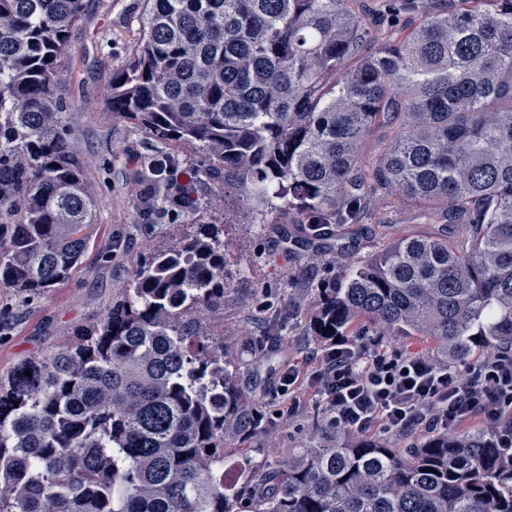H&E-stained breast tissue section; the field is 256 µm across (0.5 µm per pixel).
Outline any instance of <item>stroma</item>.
I'll return each mask as SVG.
<instances>
[{"instance_id":"1","label":"stroma","mask_w":512,"mask_h":512,"mask_svg":"<svg viewBox=\"0 0 512 512\" xmlns=\"http://www.w3.org/2000/svg\"><path fill=\"white\" fill-rule=\"evenodd\" d=\"M144 8V0H89L60 57L63 120L98 194L96 236L68 281L0 318V373L59 346L76 324L97 318L131 276L133 258L149 243L168 240L174 224L185 221L181 215L167 216L143 227L133 207L149 194L139 177L140 161L157 143L145 130L107 112L108 77L128 62ZM226 207L238 212L237 223L224 227L232 287L214 330L223 333L225 346L238 358L239 385L254 401L246 423L230 432L231 440L247 438L250 447L249 453L233 449L227 455L225 482L232 488L241 483L244 470L304 446L329 422L314 387L286 392L280 386L289 364L315 354L316 340L298 316L280 336L266 335L262 306L304 309L311 289L328 286L355 257L383 248L389 236L424 233L430 226L415 204L382 192L363 223L324 227L332 237L356 234L354 253L322 255L312 246L291 253L281 241L280 225L261 223L234 194H227L224 205H212L211 220L219 221Z\"/></svg>"}]
</instances>
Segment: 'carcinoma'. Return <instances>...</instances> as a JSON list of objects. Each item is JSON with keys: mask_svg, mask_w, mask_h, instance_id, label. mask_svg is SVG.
I'll list each match as a JSON object with an SVG mask.
<instances>
[{"mask_svg": "<svg viewBox=\"0 0 512 512\" xmlns=\"http://www.w3.org/2000/svg\"><path fill=\"white\" fill-rule=\"evenodd\" d=\"M88 0H0V288L22 302L68 279L96 197L63 124L58 59ZM374 40L361 0H146L112 116L201 155L264 224H350L381 187L440 232L342 269L309 335L425 336L439 364L512 349V0H404ZM397 127L376 160L372 127ZM200 176L141 160L160 190ZM149 247L101 316L0 374V512H512L496 431L404 453L336 430L224 483L228 429L252 413L210 319L229 287L224 225ZM30 375H25V371ZM367 13L371 17L377 20L381 27L388 28L394 35L401 38L408 34L410 29L416 22V17L413 14L400 13V12H388L383 13L385 4L389 3V0H362ZM377 25H371V31L373 36L381 38L383 35V29Z\"/></svg>", "mask_w": 512, "mask_h": 512, "instance_id": "cac0c4a2", "label": "carcinoma"}]
</instances>
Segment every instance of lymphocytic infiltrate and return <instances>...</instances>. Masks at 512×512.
Returning a JSON list of instances; mask_svg holds the SVG:
<instances>
[{
    "instance_id": "lymphocytic-infiltrate-1",
    "label": "lymphocytic infiltrate",
    "mask_w": 512,
    "mask_h": 512,
    "mask_svg": "<svg viewBox=\"0 0 512 512\" xmlns=\"http://www.w3.org/2000/svg\"><path fill=\"white\" fill-rule=\"evenodd\" d=\"M281 381L317 387L332 422L357 434L452 433L467 421L512 412L508 353H487L459 368L400 346L343 338L325 345L313 366L289 365Z\"/></svg>"
}]
</instances>
